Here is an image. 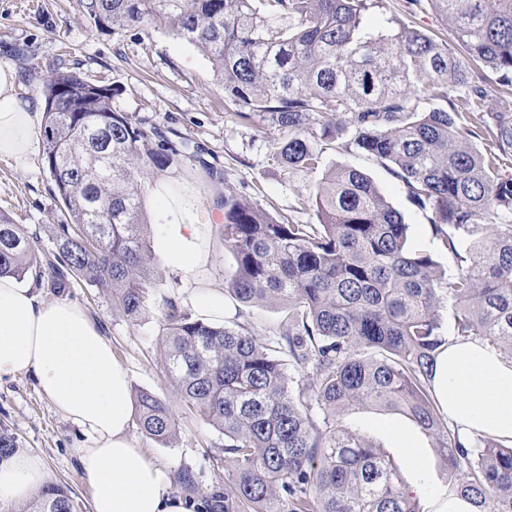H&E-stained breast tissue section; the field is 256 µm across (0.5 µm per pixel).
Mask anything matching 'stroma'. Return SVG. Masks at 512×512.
Returning a JSON list of instances; mask_svg holds the SVG:
<instances>
[{"instance_id":"35a3bbf8","label":"stroma","mask_w":512,"mask_h":512,"mask_svg":"<svg viewBox=\"0 0 512 512\" xmlns=\"http://www.w3.org/2000/svg\"><path fill=\"white\" fill-rule=\"evenodd\" d=\"M393 19L446 42L461 62H468L467 53L429 5L382 0L381 7L369 14L374 25ZM0 65L16 69L20 76L18 94L25 100L42 97L45 81L60 69L107 81L115 90L114 110L145 125L159 126L171 140L185 145L188 155L181 167L154 173L145 181L150 240L158 242L164 225L179 224L186 218L208 225V285L224 296L225 320L244 312L257 335L271 334L283 310L271 302L244 305L228 294L235 261L222 238L224 216L211 207L215 192L242 195L281 221L312 224L315 212L304 202L310 188L320 181L324 168L352 166L366 173L401 213L409 226L412 247L430 253L443 268L452 265L436 237L431 211L415 205L404 183L390 170L347 148L345 138H315L313 146L322 152L323 169L285 171L273 164L271 156L283 141V133L268 115L257 113L246 121L238 118L225 102L224 87L214 77L208 59L162 23L111 35L98 32L76 0H0ZM42 149L43 141L38 138L24 162L0 159V212L31 231L47 230L65 219L55 185L43 168ZM207 164L222 170L224 179L219 187L205 182L203 167ZM161 181L187 187L195 194L196 207L189 217H182L157 195L155 188ZM159 270L161 292L150 298L145 313L136 321L126 320L115 311L111 298L82 284L66 289L63 297L81 305L99 326L117 359L128 368L132 390L150 391L169 403L179 424L174 446L141 436L136 426L131 432L138 435L150 459L168 472L170 493L199 502L224 490L229 471L224 437L201 416L185 414L163 370L158 336L161 298L175 296L187 309L193 303L183 269L163 262ZM340 422L380 443L411 482L415 480L413 466L391 435L396 428L409 431L427 459L426 478L418 482L420 498L432 497L448 484V467L435 438L404 413L359 406L344 411ZM0 423L18 436L23 450L44 458L55 483L71 490L80 512H91V494L78 468L79 450L86 439L41 394L31 376L19 374L0 380ZM185 470L194 477V491H187L178 481L179 473Z\"/></svg>"}]
</instances>
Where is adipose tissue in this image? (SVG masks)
Masks as SVG:
<instances>
[{
  "instance_id": "obj_1",
  "label": "adipose tissue",
  "mask_w": 512,
  "mask_h": 512,
  "mask_svg": "<svg viewBox=\"0 0 512 512\" xmlns=\"http://www.w3.org/2000/svg\"><path fill=\"white\" fill-rule=\"evenodd\" d=\"M15 70L0 66V158L22 160L40 125L41 103L21 101ZM205 228L171 224L158 243L163 261L183 266L198 319L224 317V297L206 286ZM31 375L55 408L87 437L79 451L92 512H196L169 493V476L130 432L129 374L85 310L45 302L16 280L0 278V379ZM432 385L460 437L512 440V361L479 339H454L438 354ZM52 473L33 452L0 457V505L29 501Z\"/></svg>"
}]
</instances>
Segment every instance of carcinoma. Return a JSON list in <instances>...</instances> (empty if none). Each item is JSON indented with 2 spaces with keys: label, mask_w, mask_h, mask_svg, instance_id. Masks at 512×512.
Masks as SVG:
<instances>
[{
  "label": "carcinoma",
  "mask_w": 512,
  "mask_h": 512,
  "mask_svg": "<svg viewBox=\"0 0 512 512\" xmlns=\"http://www.w3.org/2000/svg\"><path fill=\"white\" fill-rule=\"evenodd\" d=\"M473 62L512 88V0H428ZM380 0H78L114 35L160 21L194 45L224 85L235 115L267 114L286 133L280 168L322 164L312 139H336L350 114L354 148L392 170L431 223L453 268L408 242V225L374 183L329 169L309 194L317 223L274 219L260 205L221 197L224 246L241 303L273 301L286 316L271 336L250 323L214 326L162 297L166 376L184 409L224 436L234 491L206 512H424L390 456L337 417L356 406L397 409L438 440L450 482L481 512H512V442L445 429L431 389L445 343L479 338L512 360V101L448 46L401 22L369 29ZM43 164L69 222L50 225L53 248L0 213V277H32L60 294L75 283L112 297L132 321L159 287L141 180L182 165L158 128L112 108L109 87L60 70L47 81ZM462 98L467 111L456 108ZM486 133L485 149L469 137ZM139 427L178 439L168 406L139 390ZM323 414L322 424L314 410ZM20 450L0 427V456ZM68 488L48 485L25 507L74 512Z\"/></svg>",
  "instance_id": "carcinoma-1"
}]
</instances>
